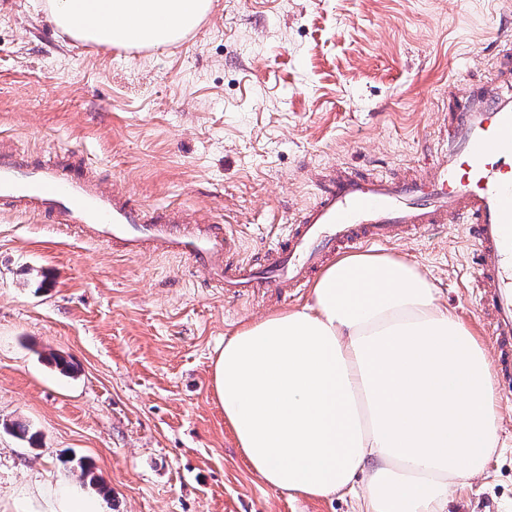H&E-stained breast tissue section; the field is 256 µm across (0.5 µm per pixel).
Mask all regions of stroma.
Segmentation results:
<instances>
[{
	"label": "stroma",
	"instance_id": "35a3bbf8",
	"mask_svg": "<svg viewBox=\"0 0 512 512\" xmlns=\"http://www.w3.org/2000/svg\"><path fill=\"white\" fill-rule=\"evenodd\" d=\"M506 26L512 0H212L182 40L124 50L73 40L47 0H6L0 152L82 162L139 203L208 211L254 257L322 168L421 167L449 83L489 81ZM379 251L415 262L491 348L461 275L464 228ZM310 299H230L179 257L130 258L1 210L0 496L60 474L78 484L81 460L103 512H355L348 495L268 487L214 394L226 335ZM498 404V451L448 512H512V394Z\"/></svg>",
	"mask_w": 512,
	"mask_h": 512
}]
</instances>
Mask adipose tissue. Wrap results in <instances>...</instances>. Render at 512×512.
Listing matches in <instances>:
<instances>
[{
    "mask_svg": "<svg viewBox=\"0 0 512 512\" xmlns=\"http://www.w3.org/2000/svg\"><path fill=\"white\" fill-rule=\"evenodd\" d=\"M56 25L100 45L160 46L211 0H50ZM311 304L231 336L213 362L217 400L249 467L276 491L333 498L362 484L359 512H447L496 453L485 348L404 256L340 258ZM12 512H102L66 481L16 491Z\"/></svg>",
    "mask_w": 512,
    "mask_h": 512,
    "instance_id": "adipose-tissue-1",
    "label": "adipose tissue"
}]
</instances>
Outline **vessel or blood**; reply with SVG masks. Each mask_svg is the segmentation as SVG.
Listing matches in <instances>:
<instances>
[{"instance_id": "obj_1", "label": "vessel or blood", "mask_w": 512, "mask_h": 512, "mask_svg": "<svg viewBox=\"0 0 512 512\" xmlns=\"http://www.w3.org/2000/svg\"><path fill=\"white\" fill-rule=\"evenodd\" d=\"M511 55L508 33L497 43L492 86L449 87L457 107L421 175L326 169L314 200L256 258L242 257L227 226L134 203L78 163L32 164L22 154H0V207L77 228L130 257L152 251L187 258L235 298L298 293L340 251L464 225L472 243L465 274L480 291L483 324L512 382V66L504 62Z\"/></svg>"}]
</instances>
